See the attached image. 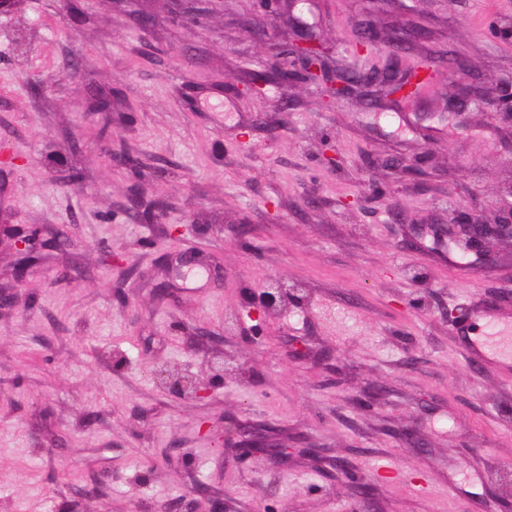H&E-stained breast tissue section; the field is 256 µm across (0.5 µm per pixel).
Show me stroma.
Here are the masks:
<instances>
[{"label":"stroma","instance_id":"1","mask_svg":"<svg viewBox=\"0 0 512 512\" xmlns=\"http://www.w3.org/2000/svg\"><path fill=\"white\" fill-rule=\"evenodd\" d=\"M172 9L16 0L0 14V142L15 158L0 171V288L16 301L0 313V512H162L189 502L196 477L227 512H356L352 488L305 442L365 478L373 512H512V367L483 366L444 317L464 323L480 305L512 315V241L494 242L488 269L432 231L512 200V121L452 113L458 88L443 75L414 102L327 104L299 81L242 96L294 38L287 17L255 35L241 21L259 0H214L198 24H166ZM137 13L160 23L142 33ZM294 13L330 46L351 43L366 18L421 29L396 56L337 63L401 73L453 50L483 94L512 87V0H299ZM93 90L111 94V116L87 112ZM106 147L148 166L137 187L167 202L161 222L125 211L134 186L101 164ZM397 156L412 174L382 168ZM369 183L378 201H363ZM20 224L69 245L19 284ZM182 248L203 258L196 275L172 273ZM274 276L299 288L301 306L250 319L246 291ZM160 282L176 301L156 295ZM228 321L261 339L225 334ZM196 335L215 341L189 349ZM222 357L246 372L219 386ZM157 367L194 376L208 396L170 397ZM374 383L380 406L359 411ZM223 415L277 426L288 466L225 462L199 431ZM412 424L418 450L392 436ZM97 475L106 482L89 493Z\"/></svg>","mask_w":512,"mask_h":512}]
</instances>
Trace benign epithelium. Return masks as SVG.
Instances as JSON below:
<instances>
[{"mask_svg":"<svg viewBox=\"0 0 512 512\" xmlns=\"http://www.w3.org/2000/svg\"><path fill=\"white\" fill-rule=\"evenodd\" d=\"M359 30L358 39L351 43L350 49V53L355 57L371 53L374 45L382 41L394 49L400 46L401 39L391 34L381 36L369 20L363 21ZM331 52L332 49L318 40L311 31L302 30L298 33L297 39L281 50L271 65L264 70L266 77L254 76L243 91L246 94L257 95L263 93L271 78L282 83L300 78L329 103L353 95L372 97L373 88L377 86L384 88L387 95L395 100H413L421 93L420 85L436 75L435 61L431 57L426 59V64L399 75L389 69L359 70L339 64L332 65L329 62ZM448 59L455 64V67L448 70V80L459 88L460 99L478 111L493 107L492 100L472 91V74L468 66L462 63V55L450 52ZM146 205L148 204L143 200L140 191L136 190L130 195L128 212L138 216ZM148 206L156 211L161 210L159 201ZM438 233L449 243L463 246L465 252L475 254L476 259L491 267L495 265L496 260L488 249L489 243L504 238L512 240V204L501 210L492 221L480 216L467 222L451 218L438 226ZM14 245L17 253V279L22 282L40 266L42 251L48 247L62 248L64 239L56 233L47 238L41 229L31 227L15 231ZM300 303V298L288 288L283 279L274 278L261 289L260 299L246 306L247 315H277L290 306H299ZM152 375L158 378L169 395L175 398L200 399L208 394V390L190 376L174 374L164 368L153 369ZM200 432L221 435L224 438L223 452L233 461L245 456L263 455L283 466L288 463L290 457L288 449L278 448L270 443L267 427L261 424L237 421L228 426L225 419L221 418L217 422L202 424ZM334 470L336 477L345 480L356 491L359 502L367 505L368 490L365 479L352 470L345 461L335 462ZM190 494L193 512H223L216 507L206 483L194 480Z\"/></svg>","mask_w":512,"mask_h":512,"instance_id":"7a95c632","label":"benign epithelium"}]
</instances>
